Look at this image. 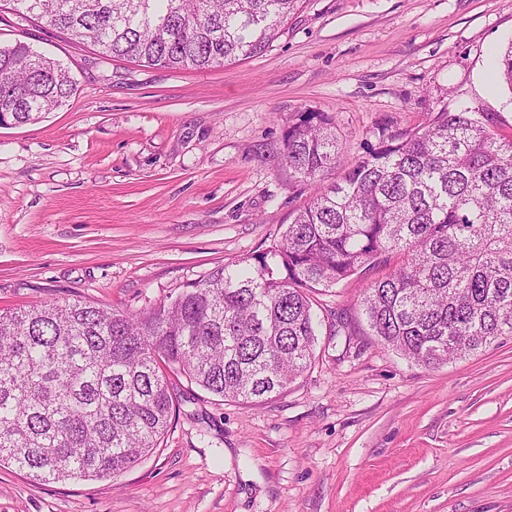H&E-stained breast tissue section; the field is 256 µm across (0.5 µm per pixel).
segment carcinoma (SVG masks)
<instances>
[{"label":"carcinoma","instance_id":"carcinoma-1","mask_svg":"<svg viewBox=\"0 0 512 512\" xmlns=\"http://www.w3.org/2000/svg\"><path fill=\"white\" fill-rule=\"evenodd\" d=\"M103 58L199 70L263 55L299 0H4ZM57 61L0 46V123L73 94ZM333 118L305 112L283 157L312 194L267 251L218 266L149 309L49 301L0 313V464L39 482L112 479L158 447L173 397L162 366L258 403L311 364L312 296L398 256L360 301L373 335L435 368L512 335V137L484 112L434 113L341 175Z\"/></svg>","mask_w":512,"mask_h":512}]
</instances>
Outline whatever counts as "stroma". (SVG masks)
I'll return each mask as SVG.
<instances>
[{
  "label": "stroma",
  "instance_id": "stroma-1",
  "mask_svg": "<svg viewBox=\"0 0 512 512\" xmlns=\"http://www.w3.org/2000/svg\"><path fill=\"white\" fill-rule=\"evenodd\" d=\"M76 87L0 125V312L46 301L138 312L277 241L311 189L280 151L327 112L340 166L378 127L480 107L512 135L497 73L512 0H300L262 56L208 70L100 58L0 10V45ZM385 265L317 293L314 359L252 405L173 378L160 445L111 480L36 483L0 466V512H512V336L430 369L360 317ZM353 336H334L338 323Z\"/></svg>",
  "mask_w": 512,
  "mask_h": 512
}]
</instances>
